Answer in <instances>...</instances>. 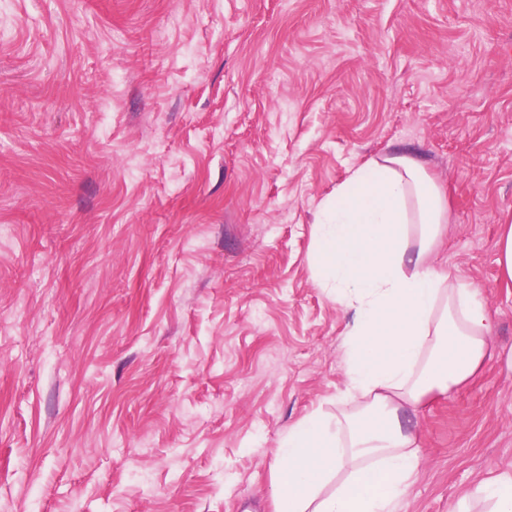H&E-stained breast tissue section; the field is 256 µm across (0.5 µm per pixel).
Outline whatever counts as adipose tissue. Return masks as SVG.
I'll return each instance as SVG.
<instances>
[{
  "label": "adipose tissue",
  "mask_w": 512,
  "mask_h": 512,
  "mask_svg": "<svg viewBox=\"0 0 512 512\" xmlns=\"http://www.w3.org/2000/svg\"><path fill=\"white\" fill-rule=\"evenodd\" d=\"M448 200L423 166L389 154L323 201L311 255L351 316L335 423L312 412L277 445L275 512H402L421 465L416 417L471 380L490 350L478 287L436 267Z\"/></svg>",
  "instance_id": "adipose-tissue-1"
}]
</instances>
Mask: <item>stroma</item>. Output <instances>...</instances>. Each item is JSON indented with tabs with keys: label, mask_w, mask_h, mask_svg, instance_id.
I'll list each match as a JSON object with an SVG mask.
<instances>
[{
	"label": "stroma",
	"mask_w": 512,
	"mask_h": 512,
	"mask_svg": "<svg viewBox=\"0 0 512 512\" xmlns=\"http://www.w3.org/2000/svg\"><path fill=\"white\" fill-rule=\"evenodd\" d=\"M448 194L492 317L403 512L512 477V0H0V512H274L349 318L310 252L350 170ZM499 257L497 259L502 277L512 280V225L505 224L498 240Z\"/></svg>",
	"instance_id": "35a3bbf8"
}]
</instances>
